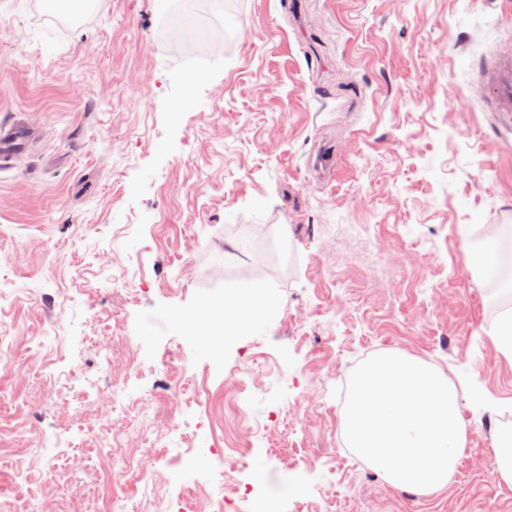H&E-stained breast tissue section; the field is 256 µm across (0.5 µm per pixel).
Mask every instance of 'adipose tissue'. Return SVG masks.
<instances>
[{"label":"adipose tissue","mask_w":512,"mask_h":512,"mask_svg":"<svg viewBox=\"0 0 512 512\" xmlns=\"http://www.w3.org/2000/svg\"><path fill=\"white\" fill-rule=\"evenodd\" d=\"M274 309L275 301L266 284L234 281L224 285L223 306L209 308L202 317L209 321L222 322V332L229 338L263 327ZM202 317L187 315L182 322L192 325Z\"/></svg>","instance_id":"obj_1"}]
</instances>
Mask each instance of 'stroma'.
I'll list each match as a JSON object with an SVG mask.
<instances>
[{
	"mask_svg": "<svg viewBox=\"0 0 512 512\" xmlns=\"http://www.w3.org/2000/svg\"><path fill=\"white\" fill-rule=\"evenodd\" d=\"M495 55L512 0H0V121L34 132L0 171V512H160L239 480L258 512H512L489 334L512 302L473 258L512 225ZM273 256L263 330L179 323ZM390 352L460 391L466 450L431 495L343 436L334 389ZM500 484L512 487V430L500 431L492 460Z\"/></svg>",
	"mask_w": 512,
	"mask_h": 512,
	"instance_id": "1",
	"label": "stroma"
}]
</instances>
